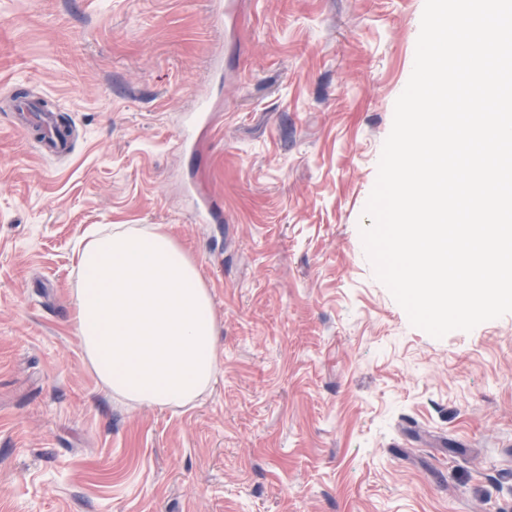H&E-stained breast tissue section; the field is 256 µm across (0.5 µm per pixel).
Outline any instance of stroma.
Instances as JSON below:
<instances>
[{
	"label": "stroma",
	"mask_w": 512,
	"mask_h": 512,
	"mask_svg": "<svg viewBox=\"0 0 512 512\" xmlns=\"http://www.w3.org/2000/svg\"><path fill=\"white\" fill-rule=\"evenodd\" d=\"M423 8L0 0V512H512V313L433 338L361 239ZM20 93L71 120L67 155L15 127ZM97 224L196 262L221 362L194 406L92 373L70 304Z\"/></svg>",
	"instance_id": "35a3bbf8"
}]
</instances>
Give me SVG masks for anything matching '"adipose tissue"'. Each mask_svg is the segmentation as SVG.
<instances>
[{"label":"adipose tissue","instance_id":"obj_1","mask_svg":"<svg viewBox=\"0 0 512 512\" xmlns=\"http://www.w3.org/2000/svg\"><path fill=\"white\" fill-rule=\"evenodd\" d=\"M77 276L71 321L114 398L179 409L213 385L220 352L212 297L171 234L93 228L77 254Z\"/></svg>","mask_w":512,"mask_h":512}]
</instances>
